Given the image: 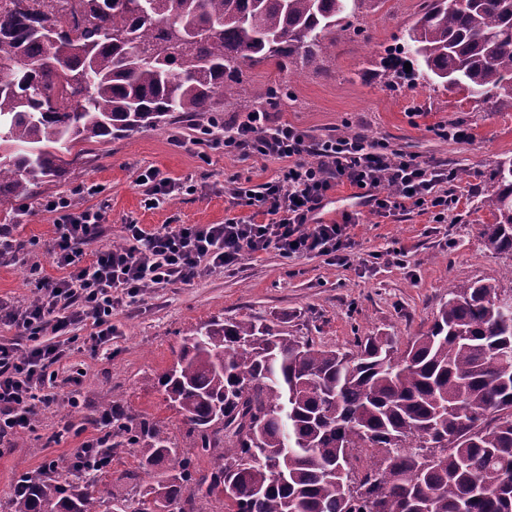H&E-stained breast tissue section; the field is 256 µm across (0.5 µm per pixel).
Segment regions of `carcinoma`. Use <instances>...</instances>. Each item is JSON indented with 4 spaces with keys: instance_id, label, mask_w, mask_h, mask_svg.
Segmentation results:
<instances>
[{
    "instance_id": "carcinoma-1",
    "label": "carcinoma",
    "mask_w": 512,
    "mask_h": 512,
    "mask_svg": "<svg viewBox=\"0 0 512 512\" xmlns=\"http://www.w3.org/2000/svg\"><path fill=\"white\" fill-rule=\"evenodd\" d=\"M359 0H85L72 37L49 19L0 15V204L27 198L107 142L238 99L243 67L303 70L351 31ZM422 78L471 98L512 99V0H427L407 30ZM70 91L63 110L48 92ZM483 200L484 237L512 253V159ZM342 352L250 320L213 319L159 378L186 444L112 410L107 458L147 481L131 512H512V290L454 286L429 330L400 347ZM377 458L360 472L363 455ZM207 457L211 468L197 460ZM85 483L112 466L75 463ZM10 512H112L56 472L24 476Z\"/></svg>"
}]
</instances>
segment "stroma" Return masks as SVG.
I'll list each match as a JSON object with an SVG mask.
<instances>
[{
	"label": "stroma",
	"instance_id": "1",
	"mask_svg": "<svg viewBox=\"0 0 512 512\" xmlns=\"http://www.w3.org/2000/svg\"><path fill=\"white\" fill-rule=\"evenodd\" d=\"M423 2L363 0L352 19L354 33L337 41L334 56L296 78L272 66L244 67L247 94L225 105L223 116L244 118L252 103L264 101L269 87L287 83V95L268 106L278 118L315 136L363 135L421 161L455 168L447 220L415 208L380 216L358 205L356 188L343 184L331 192L321 216L338 222L344 213L355 214L348 263L324 255L286 258L271 249L248 260L236 276L214 273L181 288L146 293L137 304L117 309L107 351L93 358L72 344L50 384L56 403L38 412L33 429L0 441V512H8L20 477L39 471L46 460L58 461L60 472H67L74 448L98 432L103 394L129 416L161 420L172 436L182 437L186 428L168 409L158 378L173 363L183 337L211 319L248 318L347 351L358 336H389L403 345L427 331L451 285L494 279L499 287L512 288L506 275L512 256L487 246L483 227L494 218L481 205L491 189V172L512 158V100L467 98L420 78L391 76L386 51L406 49L407 28ZM458 122L470 128V140L448 138V127ZM176 133L189 140L192 118L181 115L93 145L65 179L42 183L21 203L0 205V225L17 208L25 210L12 231L20 251L0 260V300L35 298L27 278L31 262H40L47 277L63 275L44 253L56 220L42 207L47 197L65 193L78 196L81 206L104 207L108 245L121 239L123 225L132 219L153 230L250 216V209L230 204L233 181L258 186L285 166L278 159L243 158L190 142L177 148L170 143ZM148 167L196 189L148 208L137 182ZM90 184L98 186V194H81ZM73 395L80 400L75 414L68 404Z\"/></svg>",
	"mask_w": 512,
	"mask_h": 512
}]
</instances>
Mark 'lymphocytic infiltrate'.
Instances as JSON below:
<instances>
[{"mask_svg":"<svg viewBox=\"0 0 512 512\" xmlns=\"http://www.w3.org/2000/svg\"><path fill=\"white\" fill-rule=\"evenodd\" d=\"M200 143L223 147L242 157H274L288 165L276 178L255 188L235 183L232 206L253 210L251 220L228 218L221 224L162 225L146 230L137 222L123 227L124 243L100 246L107 222L102 209L74 206L69 195L44 200L56 214L55 236L46 255L66 276H43L32 263L38 297L20 304L0 302V439L30 428L37 406L55 403L45 391L52 369L62 363L82 324L92 331L83 349L98 355L112 338L113 310L128 307L144 289L172 288L214 272L233 273L245 260L276 249L285 257L332 256L345 261L353 245L352 214L341 222L320 220L330 191L347 183L361 190L371 210L390 215L413 205L448 215L442 184L457 177L444 164H427L416 155L371 142L361 136L329 135L319 139L273 113L256 110L244 120H217L202 132ZM391 193H380L381 185ZM93 260H86V253Z\"/></svg>","mask_w":512,"mask_h":512,"instance_id":"1","label":"lymphocytic infiltrate"}]
</instances>
